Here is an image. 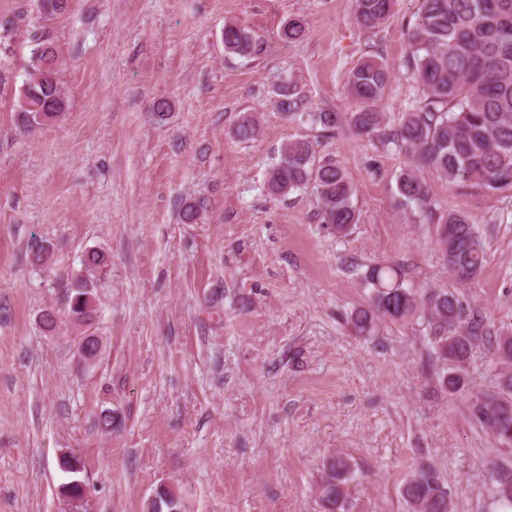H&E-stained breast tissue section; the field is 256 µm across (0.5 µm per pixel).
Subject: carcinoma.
<instances>
[{
	"label": "carcinoma",
	"instance_id": "carcinoma-1",
	"mask_svg": "<svg viewBox=\"0 0 512 512\" xmlns=\"http://www.w3.org/2000/svg\"><path fill=\"white\" fill-rule=\"evenodd\" d=\"M357 25L372 30L391 15L395 0H352ZM303 23L292 19L281 29V40L295 41ZM18 120L30 133L62 116L69 96L58 76V53L43 34L33 36ZM224 54L255 57L263 43L248 29L224 24ZM409 68L417 83L413 100L399 124L386 122L378 108L392 82L389 67L374 56L360 60L348 73L346 87L358 108L347 116L339 112H311L312 122L325 130L347 122L359 136L374 135L405 149L410 161L397 180L401 205L416 206L435 224L434 246L459 286L479 274L485 260L484 240L476 221L454 211H435L420 172L430 170L450 182L469 183L487 194L512 190V0H423L421 13L407 28ZM258 118L245 113L235 127L240 139L254 137ZM314 183L317 217L341 234L357 222L355 187L344 170L318 160L313 144L305 139L286 143L267 178L270 193L286 197ZM31 260L47 265L49 245H29ZM110 266L97 249L82 255L69 298L68 317L83 328L91 324L95 289ZM362 284L370 290V307L355 310L350 321L358 336H371L376 320L407 323L426 317L434 325V355L441 365V386L451 394L468 387L463 365L482 341L479 328L464 320L459 295L446 287L420 291L405 284L397 264L367 267ZM496 360L512 363V330L498 336ZM473 416L497 440L512 444V372L500 374L497 390L471 394ZM352 468L336 456L324 464L319 491L323 512H348V482ZM486 479L494 499L512 507V468L490 462ZM401 495L412 512H451L448 492L432 469L413 474ZM181 497L163 487L148 505V512H180Z\"/></svg>",
	"mask_w": 512,
	"mask_h": 512
}]
</instances>
